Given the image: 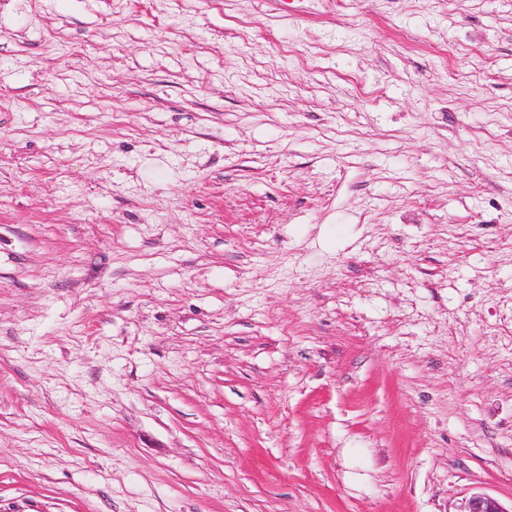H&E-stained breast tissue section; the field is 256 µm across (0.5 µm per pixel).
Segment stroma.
Instances as JSON below:
<instances>
[{"mask_svg": "<svg viewBox=\"0 0 512 512\" xmlns=\"http://www.w3.org/2000/svg\"><path fill=\"white\" fill-rule=\"evenodd\" d=\"M512 506V0H0V512Z\"/></svg>", "mask_w": 512, "mask_h": 512, "instance_id": "35a3bbf8", "label": "stroma"}]
</instances>
